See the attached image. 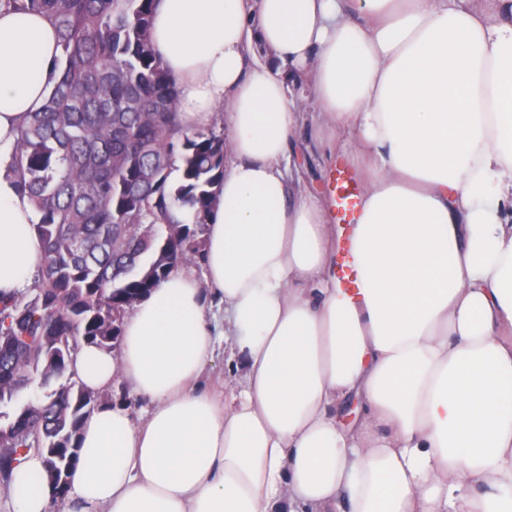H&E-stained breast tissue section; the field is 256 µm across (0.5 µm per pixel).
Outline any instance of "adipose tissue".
Here are the masks:
<instances>
[{
	"label": "adipose tissue",
	"instance_id": "1",
	"mask_svg": "<svg viewBox=\"0 0 512 512\" xmlns=\"http://www.w3.org/2000/svg\"><path fill=\"white\" fill-rule=\"evenodd\" d=\"M152 41L185 121L224 117L231 161L204 280L173 269L119 352L86 344L69 366L151 407L85 418L66 512H512V0H157ZM61 58L45 15L0 9L6 296L41 261L12 167ZM285 74L311 78L312 106ZM306 122L361 184L354 295L329 212L282 167ZM215 305L245 368L230 394L199 384ZM10 490L49 512L40 455ZM113 403H121L128 406L135 418L145 415L148 408L146 400L137 399L131 396L127 383L120 376L112 381V387L108 391Z\"/></svg>",
	"mask_w": 512,
	"mask_h": 512
}]
</instances>
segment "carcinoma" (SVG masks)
Wrapping results in <instances>:
<instances>
[{
    "label": "carcinoma",
    "mask_w": 512,
    "mask_h": 512,
    "mask_svg": "<svg viewBox=\"0 0 512 512\" xmlns=\"http://www.w3.org/2000/svg\"><path fill=\"white\" fill-rule=\"evenodd\" d=\"M155 0H0L55 24L61 70L40 110L19 129L14 171L38 214L40 270L29 292L0 296V457L10 483L21 449L38 437L67 476L87 411L86 387L68 374L82 344L112 349V319L196 252L211 188L224 177V139L191 131L176 83L152 38ZM181 170V180H170ZM169 224L166 244L147 241ZM36 400H18L33 383Z\"/></svg>",
    "instance_id": "1"
}]
</instances>
